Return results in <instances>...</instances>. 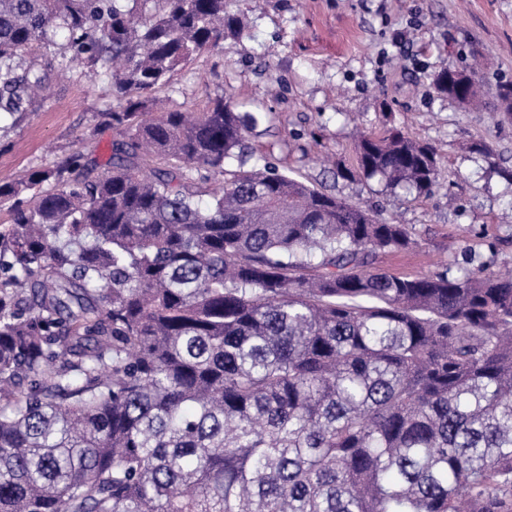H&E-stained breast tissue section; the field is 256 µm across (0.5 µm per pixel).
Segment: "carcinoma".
<instances>
[{"mask_svg": "<svg viewBox=\"0 0 512 512\" xmlns=\"http://www.w3.org/2000/svg\"><path fill=\"white\" fill-rule=\"evenodd\" d=\"M238 27L230 0H0V113L74 62L119 102L100 174L0 183V512H512V277L377 269L412 228L250 162L264 113L145 111ZM459 76L434 86L478 105ZM357 152L438 182L398 129Z\"/></svg>", "mask_w": 512, "mask_h": 512, "instance_id": "1", "label": "carcinoma"}]
</instances>
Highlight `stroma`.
<instances>
[{"label": "stroma", "instance_id": "obj_1", "mask_svg": "<svg viewBox=\"0 0 512 512\" xmlns=\"http://www.w3.org/2000/svg\"><path fill=\"white\" fill-rule=\"evenodd\" d=\"M232 9L240 35L176 70L157 98L200 112L224 94L264 112L248 139L253 159L416 230L418 247L378 254L376 268L427 274L470 259L512 270V122L433 86L439 71L474 58L484 88L512 82V0H232ZM51 81V96L19 122L0 121V181L75 153L95 175L111 156L112 130L97 119L115 103L110 79L75 63ZM392 127L435 149L431 192L393 193L357 175L359 134ZM344 168L353 178L340 177Z\"/></svg>", "mask_w": 512, "mask_h": 512}]
</instances>
